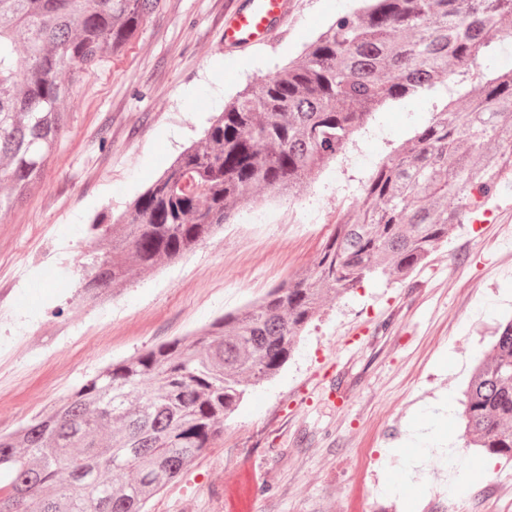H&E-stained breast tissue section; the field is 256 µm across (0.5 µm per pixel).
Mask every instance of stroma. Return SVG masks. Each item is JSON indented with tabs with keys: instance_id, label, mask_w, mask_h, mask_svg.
I'll return each instance as SVG.
<instances>
[{
	"instance_id": "1",
	"label": "stroma",
	"mask_w": 512,
	"mask_h": 512,
	"mask_svg": "<svg viewBox=\"0 0 512 512\" xmlns=\"http://www.w3.org/2000/svg\"><path fill=\"white\" fill-rule=\"evenodd\" d=\"M238 0H162L139 37L78 86L42 191L0 212V432L18 429L103 367L187 335L283 280L310 273L377 164L430 118L435 99L385 107L298 199L239 212L183 259L131 269L105 307L77 290L94 258L81 227L127 203L198 139L223 102L296 57L342 0H294L277 44L222 50ZM485 287L463 304L473 279ZM512 317V234L457 225L402 281L367 282L324 301L295 352L224 423L212 448L166 484L148 512H233L226 488L248 476L249 512H350L385 497L425 512L466 472L512 477V462L462 452L461 409L476 360ZM457 469H449V456Z\"/></svg>"
}]
</instances>
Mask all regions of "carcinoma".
Instances as JSON below:
<instances>
[{"label": "carcinoma", "mask_w": 512, "mask_h": 512, "mask_svg": "<svg viewBox=\"0 0 512 512\" xmlns=\"http://www.w3.org/2000/svg\"><path fill=\"white\" fill-rule=\"evenodd\" d=\"M161 0H0V211L41 191L78 84L136 39ZM512 0H362L275 75L232 97L111 224L80 297L102 302L130 260L145 271L210 239L256 192L298 196L391 102L445 93L368 178L312 274L269 289L192 336L114 362L14 433H0V512H145L273 378L327 295L407 278L512 165V67L499 65ZM474 75L471 104L449 84ZM465 447L512 460V319L498 326L462 401Z\"/></svg>", "instance_id": "obj_1"}]
</instances>
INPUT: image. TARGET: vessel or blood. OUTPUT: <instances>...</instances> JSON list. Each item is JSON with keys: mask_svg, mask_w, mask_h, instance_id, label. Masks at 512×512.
Here are the masks:
<instances>
[{"mask_svg": "<svg viewBox=\"0 0 512 512\" xmlns=\"http://www.w3.org/2000/svg\"><path fill=\"white\" fill-rule=\"evenodd\" d=\"M291 12L289 0H248L224 22V45L228 48L267 43L286 23Z\"/></svg>", "mask_w": 512, "mask_h": 512, "instance_id": "vessel-or-blood-1", "label": "vessel or blood"}]
</instances>
